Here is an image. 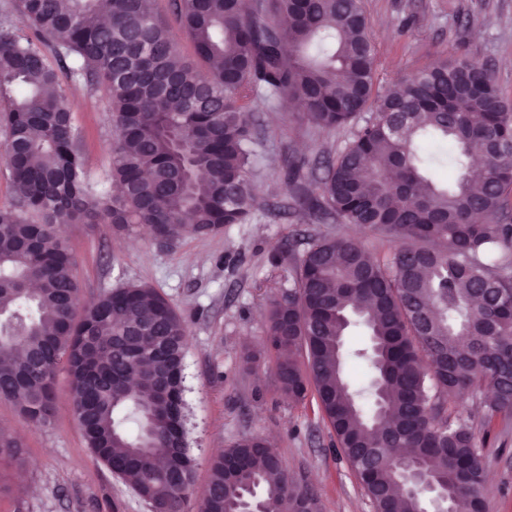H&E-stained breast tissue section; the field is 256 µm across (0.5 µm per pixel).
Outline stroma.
<instances>
[{
  "label": "stroma",
  "instance_id": "35a3bbf8",
  "mask_svg": "<svg viewBox=\"0 0 512 512\" xmlns=\"http://www.w3.org/2000/svg\"><path fill=\"white\" fill-rule=\"evenodd\" d=\"M377 53L376 89L384 91L428 64L454 55L489 61L498 88L512 103V0H362ZM73 123L90 181L107 180L111 116L105 90L67 83ZM253 111L263 129L254 181L257 201L245 224L221 234L185 237L162 247L145 231L118 236L108 224L65 226L75 257L80 299L129 282L155 288L187 324L184 399L194 491L186 512H198L217 449L237 439H269L293 483L309 486L320 512H372L354 471L315 399L296 403L278 389L274 358L244 369L245 350L263 346L266 303L293 284L307 235L333 233L381 250L377 233L348 224H309L292 208L283 177L286 155L318 160L337 154L355 131L314 129L287 103ZM484 392L447 400L448 418H468L485 441L482 461L486 512H512V417H488ZM23 435L24 464L0 459V512H149L123 481L86 447L74 418L67 374L57 377L53 427L26 424L0 400V428Z\"/></svg>",
  "mask_w": 512,
  "mask_h": 512
}]
</instances>
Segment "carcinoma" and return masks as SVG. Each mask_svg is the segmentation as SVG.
Returning a JSON list of instances; mask_svg holds the SVG:
<instances>
[{
    "instance_id": "cac0c4a2",
    "label": "carcinoma",
    "mask_w": 512,
    "mask_h": 512,
    "mask_svg": "<svg viewBox=\"0 0 512 512\" xmlns=\"http://www.w3.org/2000/svg\"><path fill=\"white\" fill-rule=\"evenodd\" d=\"M24 15L36 39L22 38ZM202 70L177 61L154 0H5L0 5V127L15 203L0 209V399L37 428L53 424L66 371L87 448L150 508L184 512L194 479L185 434L187 326L154 288L126 283L78 313L65 224L153 226L176 243L252 213L253 103L289 98L299 119L338 129L367 114L309 181L285 175L311 224L384 237L307 242L288 294L269 302L264 349L281 392H313L374 512L485 508L481 448L445 398L482 387L490 415H512V105L474 57L430 64L375 91L376 49L361 0H172ZM50 50L69 79L101 84L112 120L108 180L93 186ZM455 171L443 183L434 171ZM367 345L345 348L348 329ZM367 383L352 387L347 359ZM152 450H147V447ZM165 447L163 456L157 449ZM20 438L0 459L21 465ZM296 512L300 489L273 448L244 436L211 463L203 512H242L249 489Z\"/></svg>"
}]
</instances>
